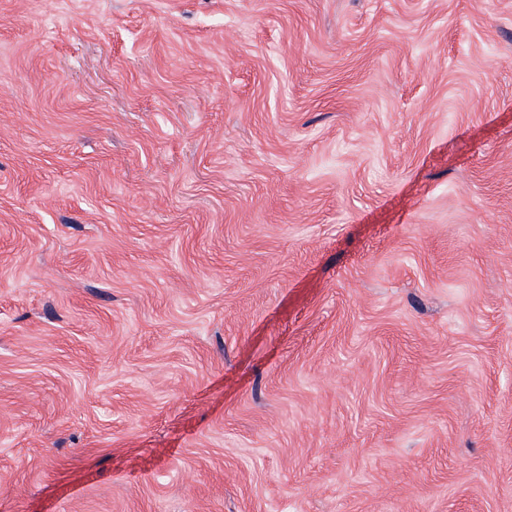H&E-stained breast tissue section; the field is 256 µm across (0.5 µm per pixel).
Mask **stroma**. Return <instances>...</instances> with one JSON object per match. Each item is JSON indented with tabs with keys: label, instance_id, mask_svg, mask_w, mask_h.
Segmentation results:
<instances>
[{
	"label": "stroma",
	"instance_id": "stroma-1",
	"mask_svg": "<svg viewBox=\"0 0 512 512\" xmlns=\"http://www.w3.org/2000/svg\"><path fill=\"white\" fill-rule=\"evenodd\" d=\"M0 512H512V0H0Z\"/></svg>",
	"mask_w": 512,
	"mask_h": 512
}]
</instances>
